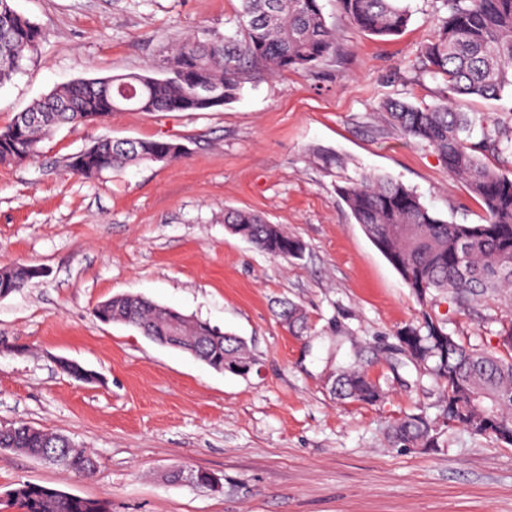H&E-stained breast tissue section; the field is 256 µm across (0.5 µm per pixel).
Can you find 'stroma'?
Instances as JSON below:
<instances>
[{
	"label": "stroma",
	"mask_w": 512,
	"mask_h": 512,
	"mask_svg": "<svg viewBox=\"0 0 512 512\" xmlns=\"http://www.w3.org/2000/svg\"><path fill=\"white\" fill-rule=\"evenodd\" d=\"M407 28L359 30L339 0H321L336 53L312 71L267 74L208 112H117L94 126L44 136L27 162L0 163V265L42 268L0 298V427L24 423L67 436L96 460L79 476L0 450V497L34 482L105 501L109 512H512V447L457 426L443 448H399L390 423L440 414L430 386L395 369L397 330L421 307L340 198L344 181L390 177L441 218L485 212L429 148L402 138L378 111L398 98L438 103L421 46L441 0H401ZM41 41L0 85V130L34 101L76 79L155 75L184 39L233 33L240 0H13ZM165 139L185 152L84 178L66 165L99 138ZM228 209L248 210L301 240L271 256L231 234ZM140 294L233 333L255 360L247 376L211 369L94 309ZM298 305L307 328L279 312ZM456 340L501 348L512 304L473 310L440 303ZM67 359L94 373L75 380ZM379 378L387 397L340 402L338 363ZM213 473L219 488L171 481Z\"/></svg>",
	"instance_id": "obj_1"
}]
</instances>
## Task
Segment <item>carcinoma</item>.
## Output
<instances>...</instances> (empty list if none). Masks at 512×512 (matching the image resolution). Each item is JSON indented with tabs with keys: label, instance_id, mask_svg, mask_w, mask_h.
<instances>
[{
	"label": "carcinoma",
	"instance_id": "carcinoma-1",
	"mask_svg": "<svg viewBox=\"0 0 512 512\" xmlns=\"http://www.w3.org/2000/svg\"><path fill=\"white\" fill-rule=\"evenodd\" d=\"M345 14L363 32L375 36L400 33L409 11L399 0H339ZM446 16L437 33L420 48L429 74L445 84L446 95L435 105L388 99L379 106L400 136L433 149L485 211L482 224L441 219L412 189L380 175H363L338 187L356 223L395 267L423 307L422 320L399 329L396 339L413 366L416 380L427 376L441 391L443 425L460 426L475 436L512 445V326L500 331L507 354L497 355L465 345L447 334L429 332L428 307L441 296L460 310L489 299L512 298V178L488 166L487 156L512 160V125L488 123L486 117L462 112L466 96L499 99L512 91V0H443ZM240 27L232 35L180 43L164 63V77L120 75L112 85L102 79L79 80L58 87L29 111L40 115L35 125L14 124L0 130V162L23 163L39 150L40 134L67 124L91 122L123 110L140 112H203L235 99L243 85L262 71H310L336 51L337 33L323 16L319 0H241ZM41 29L21 16L12 0H0V84L20 71L41 39ZM201 86L221 96L197 94ZM482 135L472 139L471 130ZM175 158L167 140H138L135 148L103 144L68 158L70 169L92 177L133 160ZM228 231L274 257H295L303 244L277 224L245 210L224 212ZM31 277L22 269L0 270V295L24 288ZM157 304L134 294L111 299L95 309L98 320L112 315L143 335L154 329ZM281 319L288 328L307 327L302 310L288 303ZM168 318L179 324L184 344L212 368L236 373L253 361L244 342L229 333L214 343L208 323L178 311ZM333 393L340 401L374 405L385 399L380 382L353 363L336 368ZM441 431L424 412L406 413L388 430L394 446L436 448ZM0 448L23 453L84 475L94 458L69 438L28 427L0 433ZM17 512H107L97 500L35 483L10 491Z\"/></svg>",
	"mask_w": 512,
	"mask_h": 512
}]
</instances>
